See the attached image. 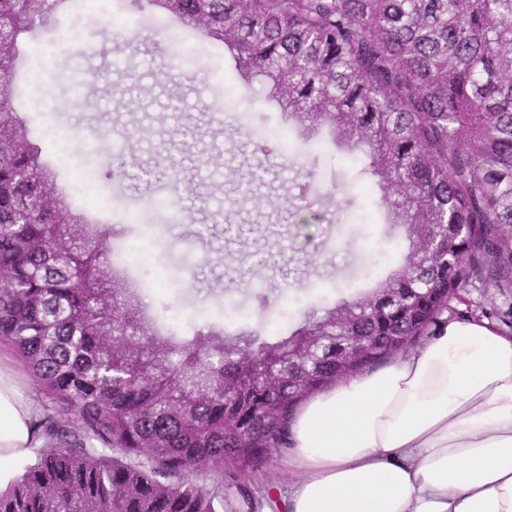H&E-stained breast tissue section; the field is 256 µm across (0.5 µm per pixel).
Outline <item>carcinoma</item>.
<instances>
[{
  "label": "carcinoma",
  "instance_id": "carcinoma-1",
  "mask_svg": "<svg viewBox=\"0 0 512 512\" xmlns=\"http://www.w3.org/2000/svg\"><path fill=\"white\" fill-rule=\"evenodd\" d=\"M229 49L246 79L312 139L361 155L411 251L375 287L305 309L291 333L165 330L112 264V234L73 212L26 123L0 95V339L52 403L46 442L0 491V512H224L239 481L290 448L309 396L416 345L472 279L512 288V0H153ZM59 0H0L15 43ZM303 199V224L322 216ZM442 250L420 256L421 245ZM335 323L316 367L275 386L245 374ZM213 477L209 485L198 477Z\"/></svg>",
  "mask_w": 512,
  "mask_h": 512
}]
</instances>
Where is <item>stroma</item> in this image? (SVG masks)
<instances>
[{
    "label": "stroma",
    "mask_w": 512,
    "mask_h": 512,
    "mask_svg": "<svg viewBox=\"0 0 512 512\" xmlns=\"http://www.w3.org/2000/svg\"><path fill=\"white\" fill-rule=\"evenodd\" d=\"M124 12L147 25L130 31L106 17L82 22H54L51 33L19 40L20 56L46 39L68 42L57 55L44 91L69 95L65 110L35 112L25 93L27 68L0 77V93H13V105L25 120L31 140L67 188L82 168L94 172L97 188L111 194L107 156L115 141H126L140 168L152 171L161 188H189L180 223L157 219L151 226L114 220L112 210L68 196L84 216L112 228L123 246L140 245L151 256L136 271L154 304L179 310L188 328L225 324V308L239 311L241 328L271 337L278 327L269 315L310 306L320 299L344 296L366 287L365 272L385 275L399 263L409 243L403 226L384 220L380 193L359 176L347 154L331 141L292 137V152H255L254 132L283 124L276 104L267 98L261 78L243 81L230 56L215 73L210 54L201 52L204 36L169 25L168 15L149 0H125ZM189 52L200 73H185L179 61ZM122 66H114L115 54ZM102 73V81L73 87L75 72ZM56 128L67 137L69 156L59 159L46 135ZM219 150L224 170L202 171L200 154ZM316 174L321 224H299L293 205L302 196L305 171ZM221 212L213 221V212ZM451 301L448 317L467 320L485 315L491 326L512 293L479 282ZM286 455H278L247 479L254 497L283 500L296 481Z\"/></svg>",
    "instance_id": "1"
}]
</instances>
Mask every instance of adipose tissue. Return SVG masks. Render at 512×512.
<instances>
[{
  "label": "adipose tissue",
  "mask_w": 512,
  "mask_h": 512,
  "mask_svg": "<svg viewBox=\"0 0 512 512\" xmlns=\"http://www.w3.org/2000/svg\"><path fill=\"white\" fill-rule=\"evenodd\" d=\"M290 443L288 512H512V336L445 320L394 362L306 399ZM40 444L0 364V490Z\"/></svg>",
  "instance_id": "1"
}]
</instances>
